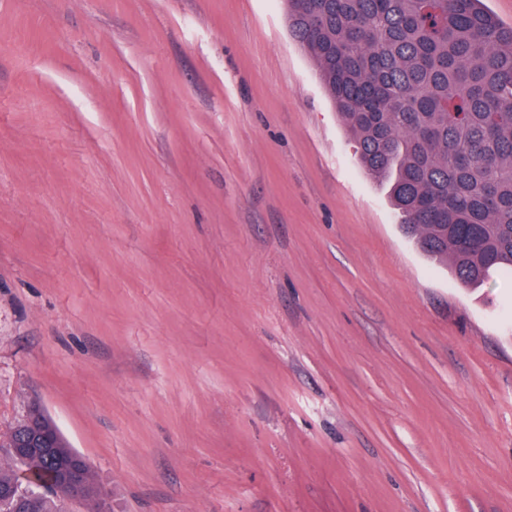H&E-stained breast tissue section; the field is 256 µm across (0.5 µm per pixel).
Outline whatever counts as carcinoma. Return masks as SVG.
<instances>
[{
  "label": "carcinoma",
  "instance_id": "obj_1",
  "mask_svg": "<svg viewBox=\"0 0 512 512\" xmlns=\"http://www.w3.org/2000/svg\"><path fill=\"white\" fill-rule=\"evenodd\" d=\"M363 169L388 185L403 232L466 288L512 275V26L482 0H285ZM0 512H61L42 483L75 451L1 447ZM86 499L106 512L91 473Z\"/></svg>",
  "mask_w": 512,
  "mask_h": 512
}]
</instances>
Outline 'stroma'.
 Masks as SVG:
<instances>
[{
    "mask_svg": "<svg viewBox=\"0 0 512 512\" xmlns=\"http://www.w3.org/2000/svg\"><path fill=\"white\" fill-rule=\"evenodd\" d=\"M508 308L284 0H0V433L38 400L110 512H512Z\"/></svg>",
    "mask_w": 512,
    "mask_h": 512,
    "instance_id": "stroma-1",
    "label": "stroma"
}]
</instances>
